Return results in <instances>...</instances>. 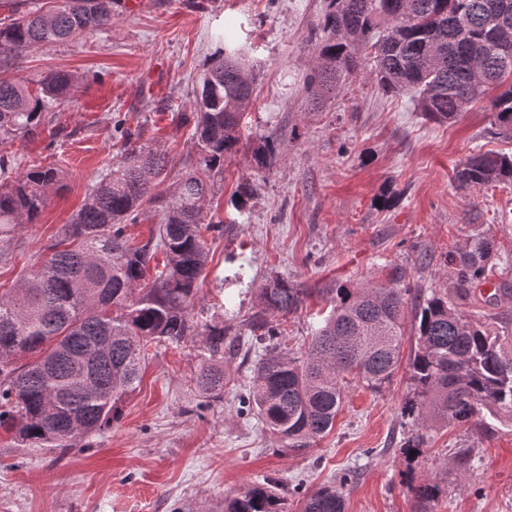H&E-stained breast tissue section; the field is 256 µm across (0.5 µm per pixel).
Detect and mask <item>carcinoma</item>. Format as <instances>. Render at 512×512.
<instances>
[{
	"label": "carcinoma",
	"mask_w": 512,
	"mask_h": 512,
	"mask_svg": "<svg viewBox=\"0 0 512 512\" xmlns=\"http://www.w3.org/2000/svg\"><path fill=\"white\" fill-rule=\"evenodd\" d=\"M116 5L61 0L51 13L19 12L0 23V65L27 50L107 28ZM322 28L307 83L312 100L368 66L384 93L411 95L435 123L490 99L498 134L512 139V0H327ZM233 44L232 33L224 32V47L209 61L194 111L180 113L192 131L196 164L178 189L157 191L165 154L134 141L117 121L128 143L120 162L94 184L23 284L0 292V428L25 442L76 447L120 419L153 342L205 337L209 362L197 385L209 398L224 395L229 330L195 319L193 311L209 263L201 229L219 230L206 207L211 177L238 152L240 123L251 104L252 78ZM73 86L64 71L46 75L37 95L18 80L0 78V133L31 130L47 102L67 96ZM278 147L268 137L253 150L256 175L270 169ZM8 173L0 158V239L38 219L61 176L51 166L12 180ZM454 177L466 190L512 184V154L478 150L456 166ZM253 195L252 184L240 183L236 209ZM152 204L162 212L158 232L133 246L127 226ZM492 251L489 239L477 238L445 258L454 270L453 289H436L410 308L407 288L336 289L331 311L299 356L282 350L272 317L295 311L300 290L283 277L268 280L259 289L257 310L245 319L256 358L242 403L256 411L277 446L307 452L333 428L349 383L372 390L390 383L403 361L409 309L411 396L402 417L414 432L405 447H422L424 437L415 429L426 422L483 426L488 415L512 421V332L493 314L477 322L458 310L495 275L487 264ZM159 252L162 267H150ZM29 353L41 362H21ZM275 487L273 481L256 482L224 500V512H288ZM303 512H344L342 492L319 488L306 498Z\"/></svg>",
	"instance_id": "1"
}]
</instances>
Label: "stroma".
<instances>
[{
	"instance_id": "35a3bbf8",
	"label": "stroma",
	"mask_w": 512,
	"mask_h": 512,
	"mask_svg": "<svg viewBox=\"0 0 512 512\" xmlns=\"http://www.w3.org/2000/svg\"><path fill=\"white\" fill-rule=\"evenodd\" d=\"M326 0H124L110 27L17 55L0 75L38 90L53 70L75 87L41 112L32 132L0 140L13 173L58 167L61 187L36 223L0 242V288L18 286L93 183L126 149L116 120L169 157L162 185L173 192L195 160L190 111L215 50L232 26L254 77L239 151L209 203L222 220L207 233L208 275L194 313L223 321L240 338L224 357L223 398L197 390L203 337L146 349L141 381L111 427L76 448H43L0 428V512H224L247 485L277 481L290 512L318 488L343 483L345 512H419L415 486L434 484L433 512H512V424L480 429L451 421L429 430L406 457L401 409L405 370L374 391L355 383L332 430L297 454L278 447L240 401L255 352L243 321L273 276L303 302L275 317L286 350L299 352L333 290L399 281L414 298L452 285L446 255L476 237L512 256V185L457 187L454 168L475 148L512 152L497 137L488 102L438 124L410 96L386 95L369 70L350 76L323 105L306 84L323 38ZM281 141L273 169L254 175L251 155L266 137ZM252 181L255 196L236 211L230 197ZM243 283H232L238 265ZM512 265H498L464 311L512 323Z\"/></svg>"
}]
</instances>
